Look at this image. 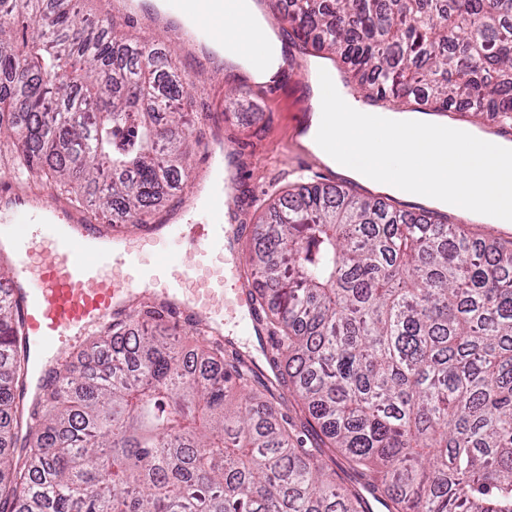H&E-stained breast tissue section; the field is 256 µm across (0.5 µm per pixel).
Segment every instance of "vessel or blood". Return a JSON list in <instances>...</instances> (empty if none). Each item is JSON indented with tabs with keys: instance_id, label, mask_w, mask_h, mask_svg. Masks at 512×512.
<instances>
[{
	"instance_id": "b4317fda",
	"label": "vessel or blood",
	"mask_w": 512,
	"mask_h": 512,
	"mask_svg": "<svg viewBox=\"0 0 512 512\" xmlns=\"http://www.w3.org/2000/svg\"><path fill=\"white\" fill-rule=\"evenodd\" d=\"M189 11L202 15L212 37L223 38V0H173L154 24L174 44L191 47L179 22ZM201 182L198 174L185 182L183 215L195 216ZM239 185V174L227 172L223 189L207 196L202 205L208 232L189 252L170 247L182 237V225L163 221L121 229L48 190L21 189L15 176L0 179V223L37 227L34 235L19 234V248L0 251L10 265L9 294L33 378L58 379V361L76 352L92 331L125 319L137 299L214 333L225 310H243L252 334L263 336L253 287L236 253L239 227L226 220Z\"/></svg>"
}]
</instances>
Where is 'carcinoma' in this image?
Returning a JSON list of instances; mask_svg holds the SVG:
<instances>
[{"label":"carcinoma","instance_id":"obj_1","mask_svg":"<svg viewBox=\"0 0 512 512\" xmlns=\"http://www.w3.org/2000/svg\"><path fill=\"white\" fill-rule=\"evenodd\" d=\"M294 46L338 54L368 101L512 120V0H290ZM36 33L17 47L15 27ZM75 0H0V134L12 164L82 181L145 223L176 188L184 77ZM244 267L272 386L199 324L149 328L50 385L26 416L20 329L0 295V512H512V240L317 183L256 226ZM28 433L19 453L18 430ZM311 447H304V439Z\"/></svg>","mask_w":512,"mask_h":512}]
</instances>
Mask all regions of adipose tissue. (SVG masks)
Returning <instances> with one entry per match:
<instances>
[{"label": "adipose tissue", "instance_id": "obj_1", "mask_svg": "<svg viewBox=\"0 0 512 512\" xmlns=\"http://www.w3.org/2000/svg\"><path fill=\"white\" fill-rule=\"evenodd\" d=\"M224 27L232 34L237 51L229 52L225 43L218 40L211 41V48L221 56L230 57L255 81H269L281 63L283 45L268 34L253 0H226Z\"/></svg>", "mask_w": 512, "mask_h": 512}]
</instances>
